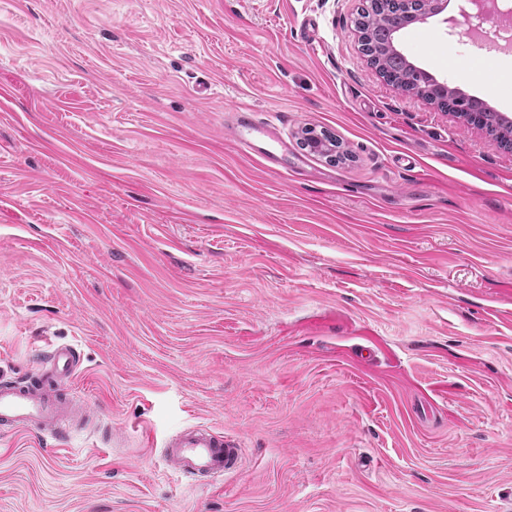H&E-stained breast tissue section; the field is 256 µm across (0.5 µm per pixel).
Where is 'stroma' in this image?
Segmentation results:
<instances>
[{"label": "stroma", "mask_w": 512, "mask_h": 512, "mask_svg": "<svg viewBox=\"0 0 512 512\" xmlns=\"http://www.w3.org/2000/svg\"><path fill=\"white\" fill-rule=\"evenodd\" d=\"M360 2L0 0V370L74 346L99 412L0 438V512H512V153L385 83ZM448 30L398 45L512 114ZM190 425L240 472L168 471ZM247 113L243 116L241 113ZM280 118L260 120L251 109L237 106L225 110L224 130L227 136L246 153L258 152L270 170L279 168L280 154L288 155V146L281 141L278 131ZM264 143L267 147L261 146Z\"/></svg>", "instance_id": "1"}]
</instances>
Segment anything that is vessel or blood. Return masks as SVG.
<instances>
[{"instance_id": "1", "label": "vessel or blood", "mask_w": 512, "mask_h": 512, "mask_svg": "<svg viewBox=\"0 0 512 512\" xmlns=\"http://www.w3.org/2000/svg\"><path fill=\"white\" fill-rule=\"evenodd\" d=\"M224 130L240 150L260 153L271 170L278 169L281 154L288 151L279 137L277 120L258 119L256 112L246 113L238 106L226 110ZM79 365L80 354L73 346L58 345L40 371L18 377L1 374L0 431L12 435L34 430L46 440H67L77 413L90 415L95 411L87 401L74 406L63 392ZM162 457L169 470L203 477L211 484L241 469L237 439L202 425L168 436Z\"/></svg>"}]
</instances>
